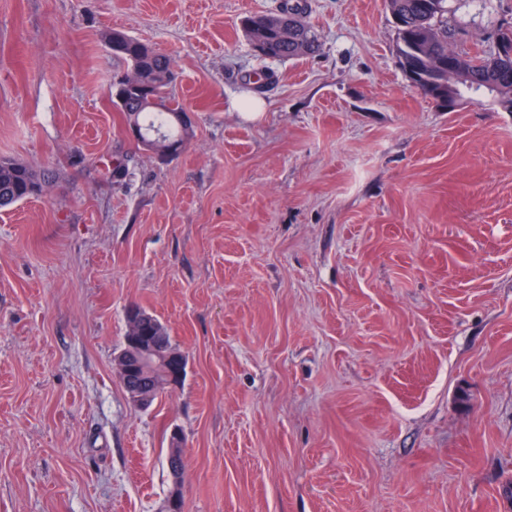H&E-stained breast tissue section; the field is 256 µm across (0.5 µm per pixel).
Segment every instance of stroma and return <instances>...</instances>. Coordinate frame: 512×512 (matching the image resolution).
<instances>
[{
    "instance_id": "1",
    "label": "stroma",
    "mask_w": 512,
    "mask_h": 512,
    "mask_svg": "<svg viewBox=\"0 0 512 512\" xmlns=\"http://www.w3.org/2000/svg\"><path fill=\"white\" fill-rule=\"evenodd\" d=\"M283 3L0 0V158L50 179L0 209V512H512V112L411 86L385 0L260 59ZM447 6L471 50L512 25ZM113 28L171 56L179 153L128 134ZM132 303L186 358L147 410ZM244 31L255 55L262 59L313 57L321 43L297 5L283 6L280 13L249 16ZM131 307L148 314L149 320L143 323L140 336H135L133 332L135 322L131 323L130 333L124 337L123 347L115 356L114 363L128 398L136 406L146 409L151 399L152 390H150V384H146V381L137 378L139 368L145 362H150L151 360L163 363L170 370L171 386H175V382H179L183 376L185 359L180 353L174 352L179 351V349L172 343L166 326L155 316L139 307V305L132 303L126 308V323L127 314ZM143 336H162L167 349L173 351L160 350L159 344L147 343Z\"/></svg>"
}]
</instances>
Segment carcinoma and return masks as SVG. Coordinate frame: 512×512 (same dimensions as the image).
I'll use <instances>...</instances> for the list:
<instances>
[{
	"mask_svg": "<svg viewBox=\"0 0 512 512\" xmlns=\"http://www.w3.org/2000/svg\"><path fill=\"white\" fill-rule=\"evenodd\" d=\"M447 0H386L387 8L398 25V57L407 78L428 77L442 89L432 96L439 108H448L445 93L453 90L486 91L493 101L512 112V57H489L483 54L460 53L454 43L459 28L448 25ZM244 31L255 55L262 59L313 57L320 53L321 43L296 5H285L281 12L271 15L249 16ZM107 45L121 48L112 56L135 65L134 86L126 91H115V103L123 112L125 121L135 120L144 135L156 140L157 148L171 143L183 144L192 133L189 122L182 120L185 112L170 92L173 76L172 59L154 51L138 39L119 30L105 34ZM461 58L462 65L448 71V55ZM158 100L157 106L142 110L140 93ZM49 185L45 174L27 164L0 159V208H5L43 194ZM143 336H161L169 350H177L166 326L155 316L143 323ZM143 374L152 387L163 392L168 387V375L160 367H148Z\"/></svg>",
	"mask_w": 512,
	"mask_h": 512,
	"instance_id": "1",
	"label": "carcinoma"
}]
</instances>
